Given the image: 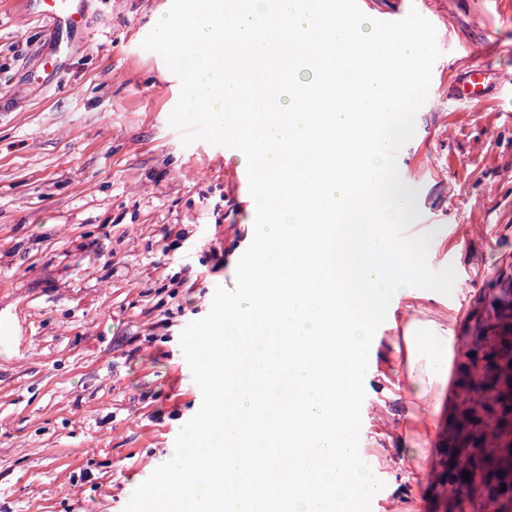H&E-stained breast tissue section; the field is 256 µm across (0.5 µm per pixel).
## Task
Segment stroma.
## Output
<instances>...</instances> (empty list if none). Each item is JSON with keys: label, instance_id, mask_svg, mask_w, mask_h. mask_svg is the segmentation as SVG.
Instances as JSON below:
<instances>
[{"label": "stroma", "instance_id": "stroma-1", "mask_svg": "<svg viewBox=\"0 0 512 512\" xmlns=\"http://www.w3.org/2000/svg\"><path fill=\"white\" fill-rule=\"evenodd\" d=\"M59 66L34 0L0 8V512H124L198 411L179 339L233 288L254 204L239 151L183 144L181 83L142 48L171 0H87ZM436 28L441 56L399 151L414 234L451 295L415 288L374 336L359 452L384 487L371 512H458L443 470L497 430L481 369L512 327V0H367L372 18ZM492 73L480 104L455 88ZM185 272L190 287L174 276ZM433 320L452 340L435 432L405 379L403 340Z\"/></svg>", "mask_w": 512, "mask_h": 512}]
</instances>
